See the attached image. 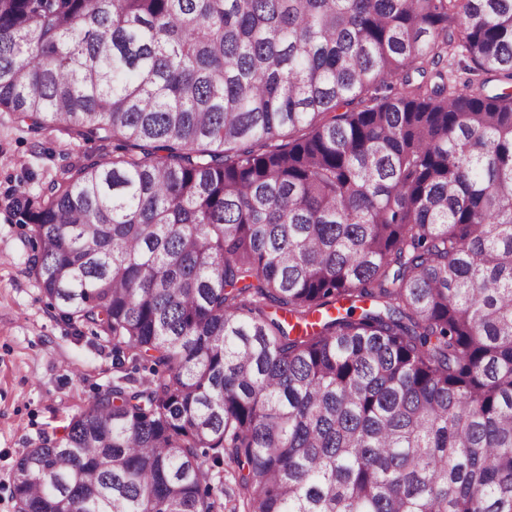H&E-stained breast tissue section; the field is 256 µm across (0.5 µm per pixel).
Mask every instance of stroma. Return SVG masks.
Masks as SVG:
<instances>
[{
	"instance_id": "obj_1",
	"label": "stroma",
	"mask_w": 512,
	"mask_h": 512,
	"mask_svg": "<svg viewBox=\"0 0 512 512\" xmlns=\"http://www.w3.org/2000/svg\"><path fill=\"white\" fill-rule=\"evenodd\" d=\"M111 146L59 132L30 133L17 113L0 110V512H17L19 460L111 385L112 345L87 326L60 321L29 270V226L16 223L13 198L35 195L68 165L111 155Z\"/></svg>"
}]
</instances>
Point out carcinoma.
I'll return each mask as SVG.
<instances>
[{
	"instance_id": "carcinoma-1",
	"label": "carcinoma",
	"mask_w": 512,
	"mask_h": 512,
	"mask_svg": "<svg viewBox=\"0 0 512 512\" xmlns=\"http://www.w3.org/2000/svg\"><path fill=\"white\" fill-rule=\"evenodd\" d=\"M0 109L112 143L12 204L121 372L18 512H512V0H0Z\"/></svg>"
}]
</instances>
